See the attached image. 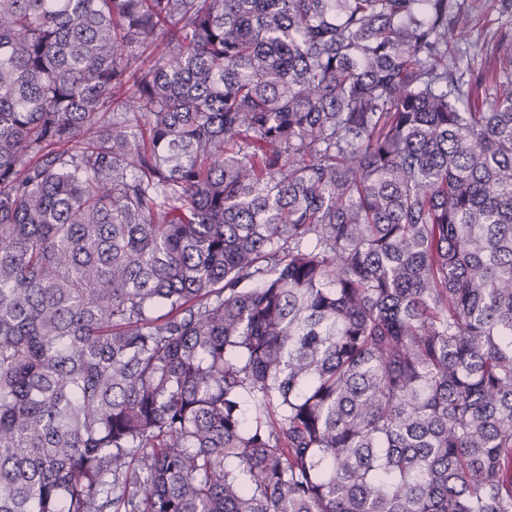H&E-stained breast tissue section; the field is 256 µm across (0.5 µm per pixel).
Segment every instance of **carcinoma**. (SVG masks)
Instances as JSON below:
<instances>
[{
    "instance_id": "1",
    "label": "carcinoma",
    "mask_w": 512,
    "mask_h": 512,
    "mask_svg": "<svg viewBox=\"0 0 512 512\" xmlns=\"http://www.w3.org/2000/svg\"><path fill=\"white\" fill-rule=\"evenodd\" d=\"M450 2L0 0V512H512V31L465 80Z\"/></svg>"
}]
</instances>
